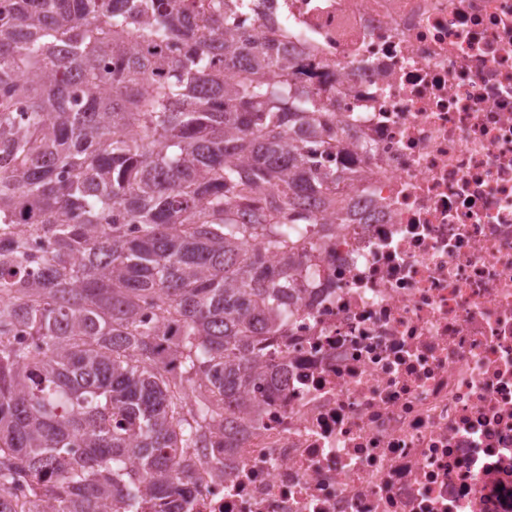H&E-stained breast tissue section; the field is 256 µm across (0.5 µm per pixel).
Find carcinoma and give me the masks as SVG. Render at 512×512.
Returning a JSON list of instances; mask_svg holds the SVG:
<instances>
[{
    "instance_id": "obj_1",
    "label": "carcinoma",
    "mask_w": 512,
    "mask_h": 512,
    "mask_svg": "<svg viewBox=\"0 0 512 512\" xmlns=\"http://www.w3.org/2000/svg\"><path fill=\"white\" fill-rule=\"evenodd\" d=\"M232 26L0 0V512H184L182 449L233 447L346 176L304 151L324 106L266 79L296 63Z\"/></svg>"
}]
</instances>
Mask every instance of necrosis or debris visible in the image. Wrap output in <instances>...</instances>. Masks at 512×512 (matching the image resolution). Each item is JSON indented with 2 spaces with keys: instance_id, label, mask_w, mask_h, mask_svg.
<instances>
[{
  "instance_id": "4bbe7bcc",
  "label": "necrosis or debris",
  "mask_w": 512,
  "mask_h": 512,
  "mask_svg": "<svg viewBox=\"0 0 512 512\" xmlns=\"http://www.w3.org/2000/svg\"><path fill=\"white\" fill-rule=\"evenodd\" d=\"M353 179L185 512H512V0H232Z\"/></svg>"
}]
</instances>
